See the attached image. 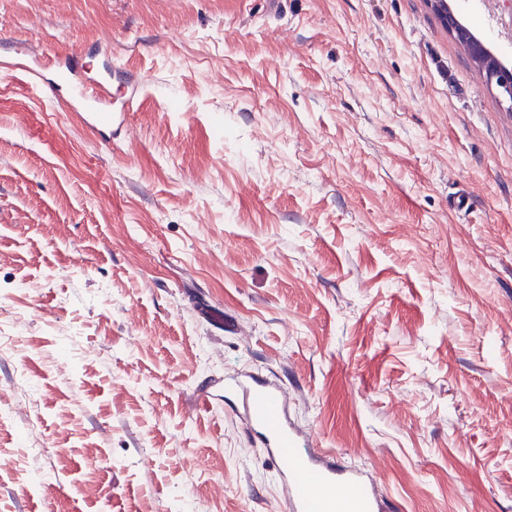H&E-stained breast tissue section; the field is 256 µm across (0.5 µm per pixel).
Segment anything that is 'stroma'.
I'll return each mask as SVG.
<instances>
[{
    "label": "stroma",
    "instance_id": "stroma-1",
    "mask_svg": "<svg viewBox=\"0 0 512 512\" xmlns=\"http://www.w3.org/2000/svg\"><path fill=\"white\" fill-rule=\"evenodd\" d=\"M74 46L129 138L6 72ZM0 337V512H283L238 371L391 512H512V110L426 0H0Z\"/></svg>",
    "mask_w": 512,
    "mask_h": 512
}]
</instances>
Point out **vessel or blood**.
<instances>
[{
    "instance_id": "b4317fda",
    "label": "vessel or blood",
    "mask_w": 512,
    "mask_h": 512,
    "mask_svg": "<svg viewBox=\"0 0 512 512\" xmlns=\"http://www.w3.org/2000/svg\"><path fill=\"white\" fill-rule=\"evenodd\" d=\"M31 80L40 94L76 113L88 127L111 129L116 137L127 131L126 113L110 109L109 76L92 78L58 62L49 70L32 71ZM223 402L242 416L251 438L274 463L285 512H383L362 468L314 447L311 438L298 432L288 395L276 381L249 371L236 374L224 381Z\"/></svg>"
}]
</instances>
